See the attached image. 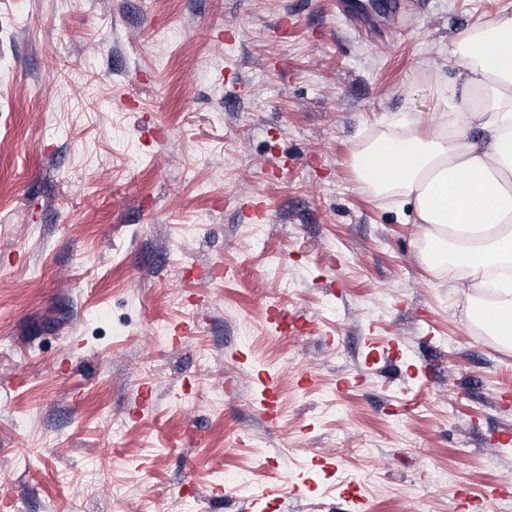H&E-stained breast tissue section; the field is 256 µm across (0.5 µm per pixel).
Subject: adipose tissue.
<instances>
[{"mask_svg":"<svg viewBox=\"0 0 512 512\" xmlns=\"http://www.w3.org/2000/svg\"><path fill=\"white\" fill-rule=\"evenodd\" d=\"M456 75L425 127L382 133L353 156L361 189L411 203L424 263L447 273L466 318L512 322V9L448 44Z\"/></svg>","mask_w":512,"mask_h":512,"instance_id":"obj_1","label":"adipose tissue"}]
</instances>
